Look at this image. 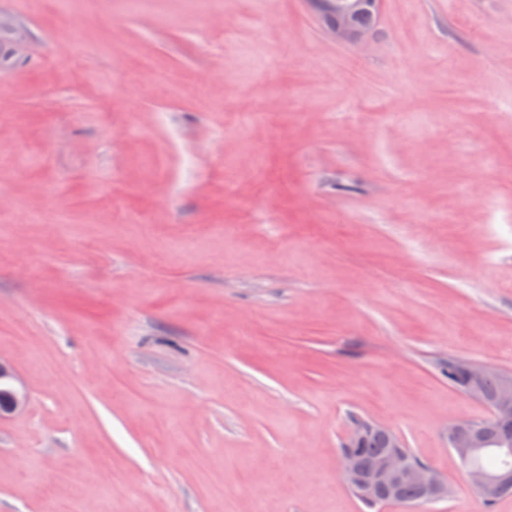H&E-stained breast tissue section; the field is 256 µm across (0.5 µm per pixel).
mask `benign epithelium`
Wrapping results in <instances>:
<instances>
[{
  "label": "benign epithelium",
  "instance_id": "obj_1",
  "mask_svg": "<svg viewBox=\"0 0 512 512\" xmlns=\"http://www.w3.org/2000/svg\"><path fill=\"white\" fill-rule=\"evenodd\" d=\"M317 15L336 41L358 47L373 41L378 21L381 0H309ZM459 370L468 378L466 393L478 399L479 374L491 372L488 366L462 363ZM18 382L13 367L0 360V417L13 413L23 407L27 396L18 389ZM495 413L503 424L496 440L497 448L505 455H512V378L505 376L500 387ZM473 423L451 425L448 438L459 459L466 462L480 448L482 441L472 433ZM344 479L354 485L368 490L375 485L395 488L405 480L419 485L430 496L448 493L447 481L432 468H410L403 455L393 453L383 457L367 471H362L354 452L350 451L342 460ZM468 478L472 485L484 493H501L512 488V472L499 470L488 473L481 468L471 467Z\"/></svg>",
  "mask_w": 512,
  "mask_h": 512
}]
</instances>
